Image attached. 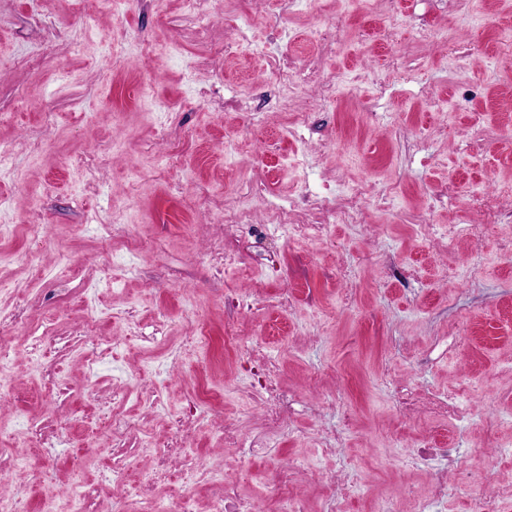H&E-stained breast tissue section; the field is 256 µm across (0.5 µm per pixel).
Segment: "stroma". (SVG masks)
Segmentation results:
<instances>
[{"label":"stroma","mask_w":512,"mask_h":512,"mask_svg":"<svg viewBox=\"0 0 512 512\" xmlns=\"http://www.w3.org/2000/svg\"><path fill=\"white\" fill-rule=\"evenodd\" d=\"M492 8L512 25V0H0V498L69 512L79 474L81 512H210L228 485L277 512L265 473L327 512L355 471L340 512L441 477L432 512H467L512 486ZM363 190L354 189L349 196L341 200H336V206L333 207L336 217L343 224H353L361 211V200Z\"/></svg>","instance_id":"stroma-1"}]
</instances>
